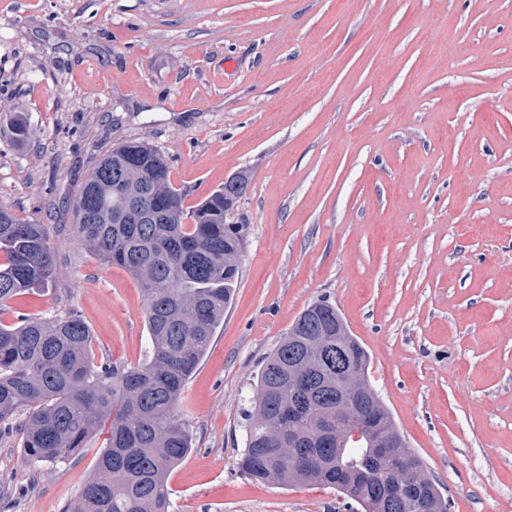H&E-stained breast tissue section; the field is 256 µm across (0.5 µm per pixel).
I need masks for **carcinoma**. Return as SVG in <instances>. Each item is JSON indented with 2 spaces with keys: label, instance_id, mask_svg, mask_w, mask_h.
<instances>
[{
  "label": "carcinoma",
  "instance_id": "cac0c4a2",
  "mask_svg": "<svg viewBox=\"0 0 512 512\" xmlns=\"http://www.w3.org/2000/svg\"><path fill=\"white\" fill-rule=\"evenodd\" d=\"M247 187L240 175L190 210L164 155L129 141L97 162L73 199L77 243L142 286L150 341L144 363L95 362L89 327L76 310L0 320V432H20L29 460L39 463L67 461L108 429L93 472L63 512H169L172 468L192 449L177 408L234 296L248 225L227 220ZM59 282L46 226L0 208V312ZM338 321L344 319L335 305L316 300L266 358L239 468L262 483L334 486L355 512H373L376 489L391 480L379 463L374 428L404 439L384 406L362 419L364 431L343 447L320 440L322 427L336 422L342 386L319 378L318 341ZM348 339L365 382L368 352ZM291 407L300 408L295 434L304 450L275 467L269 451L288 435ZM338 456L351 473L346 479L325 475Z\"/></svg>",
  "mask_w": 512,
  "mask_h": 512
}]
</instances>
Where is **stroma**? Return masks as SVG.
Returning <instances> with one entry per match:
<instances>
[{
	"label": "stroma",
	"mask_w": 512,
	"mask_h": 512,
	"mask_svg": "<svg viewBox=\"0 0 512 512\" xmlns=\"http://www.w3.org/2000/svg\"><path fill=\"white\" fill-rule=\"evenodd\" d=\"M126 141L163 153L189 207L251 176L234 302L178 406L193 449L170 512L341 507L237 467L257 375L321 297L450 512H512V0H0V206L46 225L63 276L0 318L78 310L97 358L132 367L141 285L74 240L69 209ZM104 445L33 464L0 435V512H61Z\"/></svg>",
	"instance_id": "obj_1"
}]
</instances>
